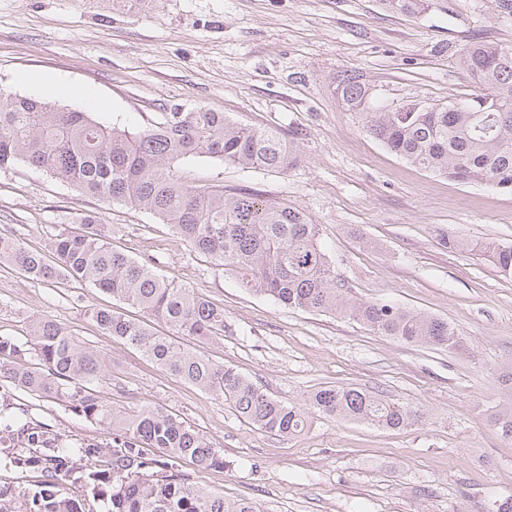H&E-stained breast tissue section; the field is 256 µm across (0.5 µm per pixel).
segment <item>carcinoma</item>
Returning <instances> with one entry per match:
<instances>
[{
	"label": "carcinoma",
	"instance_id": "1",
	"mask_svg": "<svg viewBox=\"0 0 512 512\" xmlns=\"http://www.w3.org/2000/svg\"><path fill=\"white\" fill-rule=\"evenodd\" d=\"M388 8L419 14L428 0H383ZM459 60L475 92L448 103H410L397 112H368L366 131L406 162L450 179L512 190V47L471 42ZM342 99L364 104L367 88L345 71ZM217 158L243 168L284 171L296 156L277 129H256L222 112L199 108L164 112L151 126L130 132L106 125L88 112L35 98L0 99V169L22 162L56 176L82 193L154 214L241 287L277 304L348 316L382 336L405 344L448 351L464 347L448 321L390 302L358 301L336 274L319 225L304 212L246 188L184 182L181 166L196 157ZM469 247L512 276V246ZM0 264L28 279L59 288H93L195 341L232 333L224 308L173 280L161 277L149 259L137 260L112 246V227L83 214L54 235L49 253L31 251L13 232H0ZM91 316L105 334L138 349L170 374L219 398L242 419L276 437L296 436L311 415L400 429L419 422L417 412L353 385L320 386L302 405L287 404L235 368L204 351L158 332L140 319L108 308ZM37 366L18 364L24 350L0 340V379L23 391L67 400L112 435V444L72 448L59 438L0 413V444L17 469L40 480L18 492L0 487V512H84L87 498L103 500L108 512H261L254 502L230 501L200 487L178 469L186 460L201 470L229 466L223 449L177 415L159 409L117 411L93 389L102 370L100 354L83 348L49 317L30 328ZM501 436L512 441V402L492 415Z\"/></svg>",
	"mask_w": 512,
	"mask_h": 512
}]
</instances>
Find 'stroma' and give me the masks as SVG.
I'll list each match as a JSON object with an SVG mask.
<instances>
[{"instance_id": "stroma-1", "label": "stroma", "mask_w": 512, "mask_h": 512, "mask_svg": "<svg viewBox=\"0 0 512 512\" xmlns=\"http://www.w3.org/2000/svg\"><path fill=\"white\" fill-rule=\"evenodd\" d=\"M476 39L512 46V13L498 0H432L418 16L380 0H0V95L31 96L131 131L198 107L282 130L296 153L288 170L198 157L180 173L304 211L354 298L448 320L469 348L404 344L347 317L280 307L240 288L153 214L79 193L22 163L0 169V226L41 251L77 216L94 214L111 225L113 246L223 306L234 332L204 341L214 360L286 402L353 384L418 410L422 424L394 430L315 416L299 435L272 437L106 336L89 311L123 312V302L38 284L1 265L0 340L26 342L32 320L56 319L101 354L100 396L120 410L150 406L195 426L229 466L200 472L187 464L184 472L264 512H486L492 500L512 497V441L491 423L507 400L496 370L512 358V277L439 236L512 246V191L405 162L366 132L338 90L348 70L367 86L372 109L469 95L457 51ZM51 81L87 96L52 94ZM20 408L28 425L69 443L107 438L69 403L0 380V410Z\"/></svg>"}]
</instances>
